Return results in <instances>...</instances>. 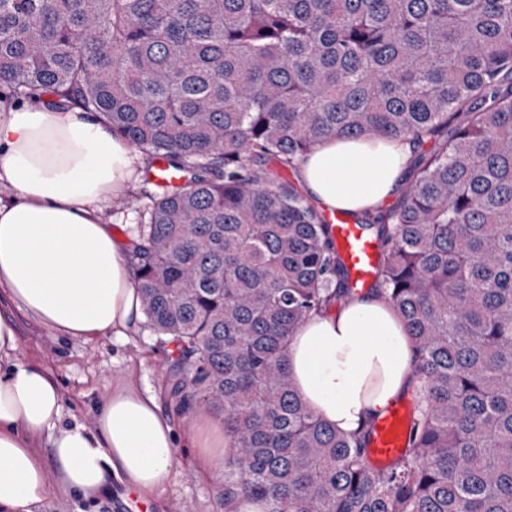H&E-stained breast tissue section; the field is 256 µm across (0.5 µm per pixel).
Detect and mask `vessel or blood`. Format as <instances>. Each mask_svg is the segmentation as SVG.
Listing matches in <instances>:
<instances>
[{"label": "vessel or blood", "mask_w": 512, "mask_h": 512, "mask_svg": "<svg viewBox=\"0 0 512 512\" xmlns=\"http://www.w3.org/2000/svg\"><path fill=\"white\" fill-rule=\"evenodd\" d=\"M337 247L350 272L355 288L366 289L373 281L378 260V246L360 225L350 223L344 215L333 217ZM410 410L405 403L391 404L377 421L369 444L370 457L383 467L398 458L406 445Z\"/></svg>", "instance_id": "b4317fda"}]
</instances>
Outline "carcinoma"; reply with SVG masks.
<instances>
[{"label": "carcinoma", "instance_id": "cac0c4a2", "mask_svg": "<svg viewBox=\"0 0 512 512\" xmlns=\"http://www.w3.org/2000/svg\"><path fill=\"white\" fill-rule=\"evenodd\" d=\"M0 85L96 115L145 170L130 262L174 409L224 417L267 512H512V0H0ZM442 141L381 215L372 287L417 379L404 453L331 429L288 343L354 296L279 177L328 138Z\"/></svg>", "mask_w": 512, "mask_h": 512}]
</instances>
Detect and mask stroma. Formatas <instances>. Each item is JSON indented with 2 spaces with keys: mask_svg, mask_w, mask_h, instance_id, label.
I'll return each mask as SVG.
<instances>
[{
  "mask_svg": "<svg viewBox=\"0 0 512 512\" xmlns=\"http://www.w3.org/2000/svg\"><path fill=\"white\" fill-rule=\"evenodd\" d=\"M18 356L40 364L57 378L66 416L91 421L95 411L112 393L136 384L153 392L165 413L173 407L165 393V372L155 350L156 337L147 322H140L125 340L111 338L83 342L58 335L15 311ZM177 463L164 492L146 503L147 512H224L221 482L196 474L195 450L185 433H177ZM128 495L113 485L108 497L91 504L66 494L49 483L47 494L36 512H127Z\"/></svg>",
  "mask_w": 512,
  "mask_h": 512,
  "instance_id": "stroma-1",
  "label": "stroma"
}]
</instances>
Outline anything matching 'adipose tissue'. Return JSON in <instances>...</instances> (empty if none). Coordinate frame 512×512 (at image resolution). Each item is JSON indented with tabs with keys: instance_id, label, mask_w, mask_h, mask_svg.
Instances as JSON below:
<instances>
[{
	"instance_id": "obj_1",
	"label": "adipose tissue",
	"mask_w": 512,
	"mask_h": 512,
	"mask_svg": "<svg viewBox=\"0 0 512 512\" xmlns=\"http://www.w3.org/2000/svg\"><path fill=\"white\" fill-rule=\"evenodd\" d=\"M412 146L406 141L333 138L300 163L308 196L358 213L398 195ZM138 178L133 147L99 119L43 102L0 107V512H34L47 493L38 451L48 441L57 479L93 502L120 483L155 496L176 463L177 435L152 392L112 395L91 423L63 422L53 374L18 360L13 309L61 335L123 340L143 318L129 241L105 215L109 197ZM413 344L380 292L307 317L288 343L301 401L336 431L353 435L416 387ZM186 432L199 470L224 474L230 439L202 409Z\"/></svg>"
}]
</instances>
